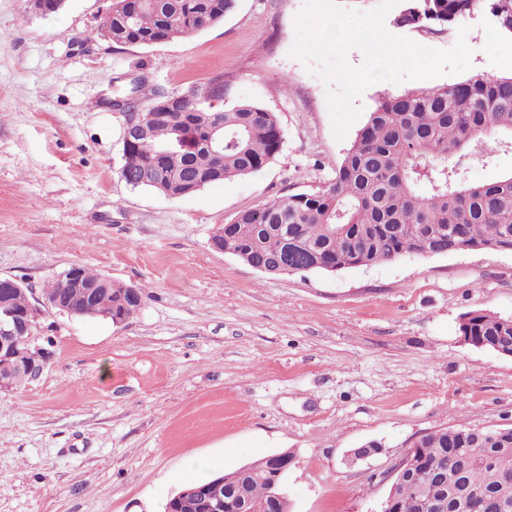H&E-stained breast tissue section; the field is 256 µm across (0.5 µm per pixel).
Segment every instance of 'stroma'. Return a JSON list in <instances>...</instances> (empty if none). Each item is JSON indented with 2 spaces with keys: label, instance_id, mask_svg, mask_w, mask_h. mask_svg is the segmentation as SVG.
Masks as SVG:
<instances>
[{
  "label": "stroma",
  "instance_id": "1",
  "mask_svg": "<svg viewBox=\"0 0 512 512\" xmlns=\"http://www.w3.org/2000/svg\"><path fill=\"white\" fill-rule=\"evenodd\" d=\"M306 0H238L224 21L155 46L112 44L104 0L41 16L0 0V277L42 294L72 265L140 288L120 326L48 312L42 373L0 391V512H163L193 458L217 472L291 451V512H374L422 435L512 428V356L465 344L459 320L512 318V251L401 259L272 278L211 248L243 209L326 185L327 88L292 57ZM476 75H512V35L468 21ZM224 79L220 106L255 101L284 131L256 175L171 199L118 174L143 79L166 92ZM377 454L350 461L367 442Z\"/></svg>",
  "mask_w": 512,
  "mask_h": 512
}]
</instances>
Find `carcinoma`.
Returning a JSON list of instances; mask_svg holds the SVG:
<instances>
[{
  "label": "carcinoma",
  "mask_w": 512,
  "mask_h": 512,
  "mask_svg": "<svg viewBox=\"0 0 512 512\" xmlns=\"http://www.w3.org/2000/svg\"><path fill=\"white\" fill-rule=\"evenodd\" d=\"M237 0H112V43L154 46L194 35L222 22ZM488 14L512 35V0H403L397 27L440 33L476 13ZM147 106L168 100L178 112H157L148 136L123 145L119 175L140 177L133 188L168 198L255 174L280 153L284 132L275 113L256 102L203 110L198 95L168 93L137 82ZM512 152V76L477 75L442 86L378 95L363 127L317 189L290 193L238 212L212 240L243 262L270 267L284 254L312 262L314 270L375 266L401 258L474 249L512 250V171L483 183L466 176L471 158L489 163L486 139ZM83 279L124 297L125 315L139 302L125 284L103 286L105 277L82 267ZM463 336L495 339L512 354V319L484 311L466 313ZM239 484L224 486L255 503L269 497L265 458L247 464ZM512 473V429L454 427L423 435L411 473L396 488L397 512H461L475 492L492 499L512 490L496 480Z\"/></svg>",
  "instance_id": "1"
}]
</instances>
